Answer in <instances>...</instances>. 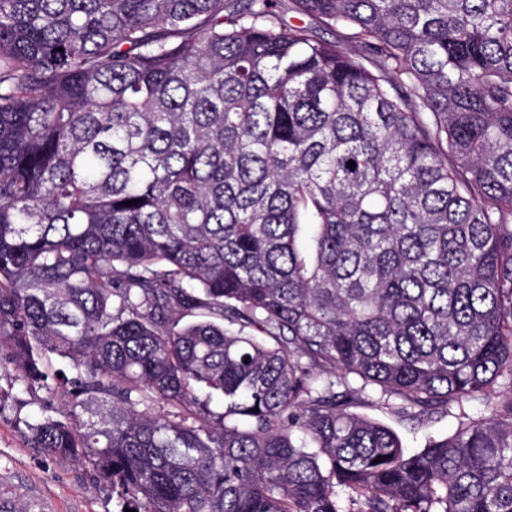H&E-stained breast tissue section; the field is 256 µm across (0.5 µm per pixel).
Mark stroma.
Listing matches in <instances>:
<instances>
[{"label": "stroma", "instance_id": "obj_1", "mask_svg": "<svg viewBox=\"0 0 512 512\" xmlns=\"http://www.w3.org/2000/svg\"><path fill=\"white\" fill-rule=\"evenodd\" d=\"M60 403V394L44 389L21 392L12 368L0 367V512H116L111 488L92 471L28 446L27 423ZM492 406V400L479 397L450 404L447 413L413 420L399 402L384 405L372 397L352 411L392 429L413 452L423 448L428 436L453 433L468 418L490 415Z\"/></svg>", "mask_w": 512, "mask_h": 512}]
</instances>
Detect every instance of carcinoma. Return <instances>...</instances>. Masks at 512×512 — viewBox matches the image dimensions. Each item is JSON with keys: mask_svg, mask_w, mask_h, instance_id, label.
Instances as JSON below:
<instances>
[{"mask_svg": "<svg viewBox=\"0 0 512 512\" xmlns=\"http://www.w3.org/2000/svg\"><path fill=\"white\" fill-rule=\"evenodd\" d=\"M279 4L0 0L27 443L119 512H512V0ZM370 390L495 402L410 453Z\"/></svg>", "mask_w": 512, "mask_h": 512, "instance_id": "1", "label": "carcinoma"}]
</instances>
